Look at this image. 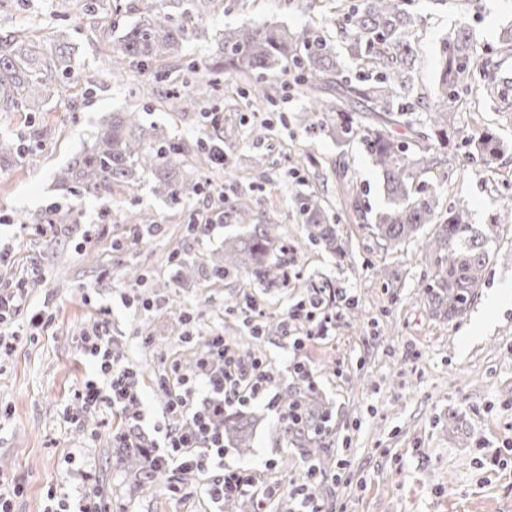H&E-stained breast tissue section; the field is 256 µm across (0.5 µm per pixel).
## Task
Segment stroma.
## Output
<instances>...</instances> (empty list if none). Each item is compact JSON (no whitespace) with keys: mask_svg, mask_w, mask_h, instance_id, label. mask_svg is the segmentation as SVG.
Wrapping results in <instances>:
<instances>
[{"mask_svg":"<svg viewBox=\"0 0 512 512\" xmlns=\"http://www.w3.org/2000/svg\"><path fill=\"white\" fill-rule=\"evenodd\" d=\"M132 4L121 0L118 10L86 18L75 2L0 0L2 29L24 25L48 35L68 25L82 82L75 99L51 101L47 111L0 112V133L33 140L21 161L0 166V253L8 256L0 263V285L27 280L31 304L52 317L38 336L20 325L14 350L0 359V476L22 487L14 512H43L49 489L75 490L87 472L110 512H211L196 475L180 481L177 497L166 488L176 480L171 473L161 475L157 490L137 489L112 443L120 421L104 407L83 411L73 397L77 385L98 378L94 361L79 350L80 337L94 325H108L114 358L138 371L139 433L150 445L163 438L166 395L157 386L159 373L196 351L214 328L236 345L260 351L277 393L297 385L288 338L278 329L253 336L232 307L248 298L279 321L307 295L310 281L347 289L363 312L362 321H342L332 337L306 349L316 402L331 414L324 455L332 464L348 462L347 481L326 489L333 512H512V462H494L512 444V297L490 302L512 287V222L500 227L498 255L468 312L450 323L432 319L420 241L380 249L354 209L359 202L376 213L386 205L370 155L361 141L313 138L297 126L294 117L307 100L281 75L272 79L281 88L275 104L261 109L243 95V81L224 79L213 104L224 144L223 202L192 193L173 207L144 181L98 198L66 196L54 186L55 172L72 162L109 114L139 113L144 123L173 133L188 149L196 147L197 114L181 116L142 96L136 72L101 66L108 36L136 20ZM415 13L416 76L429 95L448 34L467 24L477 48H484L512 21V0H474L467 12L415 0ZM332 17L326 6L309 11L284 0H216L200 33L185 44V58L200 68L211 65L224 29L247 22L291 31L317 27L331 36ZM259 123L266 130L256 138L251 129ZM447 168L433 186L444 203L465 200L472 223L512 209V189H492L465 154ZM309 192L325 200L346 257L309 242L295 206L296 197ZM54 201L77 206L80 223L29 231ZM234 201L248 204L260 221L279 225L291 246L281 260L291 263L300 284L277 287L245 275L218 283L182 278L170 259L173 247L205 266L223 253L226 238L248 232V225L220 220L223 203ZM131 210L149 215L158 232L132 241L121 219ZM194 215L210 219L204 235L189 232ZM134 263L146 274L139 284L123 276ZM383 266L393 272L392 284L379 280ZM146 300L152 310L143 309ZM186 313L194 318L188 337L182 334ZM243 412L253 423L252 448L244 454L225 443L226 466L257 467L270 483L305 467L303 449L292 444L273 410L256 402ZM269 457L278 458L277 469H264Z\"/></svg>","mask_w":512,"mask_h":512,"instance_id":"1","label":"stroma"}]
</instances>
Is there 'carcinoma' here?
Returning <instances> with one entry per match:
<instances>
[{
  "label": "carcinoma",
  "instance_id": "carcinoma-1",
  "mask_svg": "<svg viewBox=\"0 0 512 512\" xmlns=\"http://www.w3.org/2000/svg\"><path fill=\"white\" fill-rule=\"evenodd\" d=\"M212 2L195 0L173 15L158 11L154 0H138V18L119 36L117 50L107 55L108 63H124L149 74L141 90L155 94L165 78L161 64L180 60L188 37L200 27L201 12ZM334 2L336 29L359 65L357 79H352L334 45L316 28L290 33L277 26L246 24L224 31L216 40L212 64L202 71L190 67L194 80L181 89L167 90V105L178 114L196 112L202 125L214 128L217 122L204 107L203 96L206 88L220 86L221 76L243 77L248 82L243 94L272 105L277 91L267 75H292L293 88L311 94L309 107L295 115L296 124L342 143L361 139L381 172L388 206L368 225L378 245L394 249L431 225L423 245L429 267L424 291L432 317L451 322L467 313L485 267L497 256L493 244L499 238V225L512 221V213L506 211L487 224H472L464 202L443 204L428 180L442 173L453 149H471L482 171L493 175L506 153L512 152V144L500 140L492 129L457 123V114L481 99L491 101L497 112L512 113V82L500 76L502 64L512 59V23L479 56L467 26L446 38L436 91L429 97L417 92L415 84L416 50L410 39L415 0ZM76 71L68 27L57 28L48 40L35 30L0 31V112L44 111L51 100L66 98ZM416 110L423 119L414 120ZM24 155L21 139H0V160L18 161ZM54 179L78 197L109 195L116 187L146 179L154 195L171 203L206 182L184 159L181 145L157 126L144 124L136 112L112 113L96 128L90 147L59 169ZM298 211L312 243L338 257L347 254L337 225L316 194L299 196ZM225 219L253 228L242 238L225 240L224 257L207 269L179 258L185 277L203 274L222 279L243 272L258 281H287L288 272L271 260L273 251L288 250L279 225L255 223L252 210L241 203L229 208ZM43 223L77 224L78 212L57 202L43 214ZM294 400L301 401L310 418L324 417L306 392L296 390L284 398ZM251 437L247 423L224 419V438L236 447L250 448ZM291 437L294 444L308 449L310 459H319L321 439L306 431H293Z\"/></svg>",
  "mask_w": 512,
  "mask_h": 512
}]
</instances>
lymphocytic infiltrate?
Here are the masks:
<instances>
[{
    "mask_svg": "<svg viewBox=\"0 0 512 512\" xmlns=\"http://www.w3.org/2000/svg\"><path fill=\"white\" fill-rule=\"evenodd\" d=\"M353 300L342 288H313L307 299L299 301L288 312L282 326L292 330L290 368L299 380L310 377L304 360L309 343L328 339L331 331L342 321L346 308ZM35 327L49 328L52 320L44 310L33 308L24 281L0 289V353L10 347V328L19 321ZM83 354L96 359L102 383L87 382L76 396L82 407L91 411L108 406L123 426L112 438L119 447H133L141 413L136 387L137 372L114 360L109 346L111 338L106 329L97 327L80 337ZM199 368L183 370L174 363L165 367L159 385L167 396L163 412L168 430L162 444L142 448L147 466L155 472L173 469L183 474L204 471L208 460L224 455V430L220 423L226 408L245 406L264 401L273 407L279 422L286 428L299 426L303 409L297 403H279L274 394V379L266 370L264 360L243 361L234 345L222 332L213 331L199 355ZM348 464L338 461L333 474L313 469L307 483L296 485L288 481L274 484L262 482L259 471L253 468L225 470L222 477L209 478L201 483V496L211 503L228 506L238 499H250L253 512H268L271 501L289 495L297 502L296 512H330L321 486L341 482Z\"/></svg>",
    "mask_w": 512,
    "mask_h": 512,
    "instance_id": "f902f5d3",
    "label": "lymphocytic infiltrate"
}]
</instances>
